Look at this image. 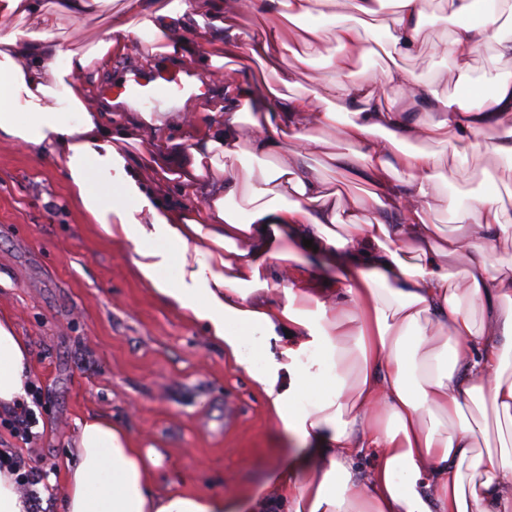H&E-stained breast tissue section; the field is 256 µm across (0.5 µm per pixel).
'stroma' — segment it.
<instances>
[{"instance_id": "stroma-1", "label": "stroma", "mask_w": 512, "mask_h": 512, "mask_svg": "<svg viewBox=\"0 0 512 512\" xmlns=\"http://www.w3.org/2000/svg\"><path fill=\"white\" fill-rule=\"evenodd\" d=\"M418 52L392 61L384 51L357 59L366 78L391 63L461 90L457 71L437 50L456 23L444 0H427ZM332 45L312 54L289 94L311 97L327 79ZM269 70L230 61L215 72L213 95L239 81L263 102ZM503 159L470 161L449 194L428 212L451 225L452 198L484 192ZM0 313L11 315L30 346L35 435L22 441L0 414V448H19L48 469L46 512H58L63 464L79 421L104 416L137 447L162 456L156 490L235 496L260 487L288 441L276 429L262 392L224 355L202 324L165 306L136 277L132 250L102 238L71 199L56 166L22 146L0 143Z\"/></svg>"}]
</instances>
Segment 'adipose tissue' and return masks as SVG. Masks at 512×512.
Returning a JSON list of instances; mask_svg holds the SVG:
<instances>
[{"label": "adipose tissue", "mask_w": 512, "mask_h": 512, "mask_svg": "<svg viewBox=\"0 0 512 512\" xmlns=\"http://www.w3.org/2000/svg\"><path fill=\"white\" fill-rule=\"evenodd\" d=\"M380 0H0V142L55 165L74 203L107 240L131 246L138 279L164 305L203 323L227 358L266 397L290 438V465L234 498L157 492L159 455L135 448L108 419L81 422L61 512H512V444L478 448L469 404H490L512 426V268L492 245L512 241V211L496 188L455 201L452 228L426 212L461 166L488 155L512 161V0H447L458 23L441 51L469 79V60L493 42L505 72L470 96L439 94L400 66L366 79L354 66L368 48L346 21ZM379 36L391 53L419 49L425 0H393ZM105 15L89 46L58 21ZM257 16L248 29L233 16ZM29 17L38 26L26 25ZM204 36L201 72L232 58L274 74L261 109L245 86L224 85L212 109L159 119L118 98L92 112L98 73L148 34L156 53L189 59ZM333 42L323 96H289L301 47ZM401 90L388 100L385 87ZM438 112L423 120L416 106ZM331 131L337 151L308 135ZM445 138L447 155L424 143ZM327 154L368 187L341 204L304 161ZM174 187L162 194L158 182ZM337 263L316 283L300 263L304 240ZM487 312L475 325L470 308ZM31 355L0 315V411L28 402ZM372 459L367 474L354 460Z\"/></svg>", "instance_id": "obj_1"}]
</instances>
